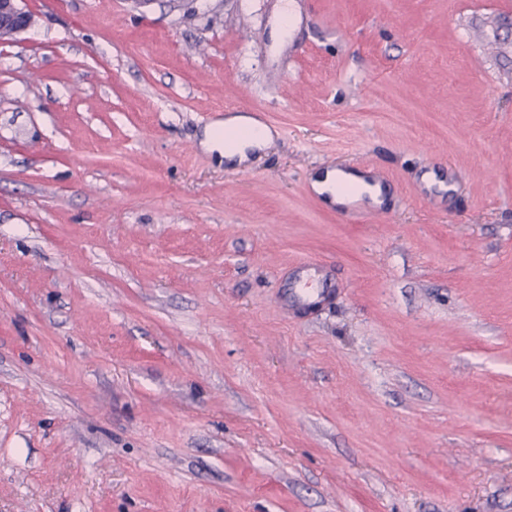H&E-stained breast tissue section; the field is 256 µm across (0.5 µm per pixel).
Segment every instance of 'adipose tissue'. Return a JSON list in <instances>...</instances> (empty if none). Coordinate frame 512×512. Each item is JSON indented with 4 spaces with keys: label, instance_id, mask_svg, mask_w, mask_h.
<instances>
[{
    "label": "adipose tissue",
    "instance_id": "1",
    "mask_svg": "<svg viewBox=\"0 0 512 512\" xmlns=\"http://www.w3.org/2000/svg\"><path fill=\"white\" fill-rule=\"evenodd\" d=\"M223 129H253L257 135L229 148L223 146L218 136ZM273 139L271 129L256 116L245 112H232L211 125L203 144L208 150L219 152L225 161L240 165L248 161L252 151L264 148ZM312 188L326 204L337 208L366 201L374 205L383 202L382 188L371 183L367 173L353 169L336 168L318 174L312 182Z\"/></svg>",
    "mask_w": 512,
    "mask_h": 512
}]
</instances>
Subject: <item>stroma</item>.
<instances>
[{"mask_svg": "<svg viewBox=\"0 0 512 512\" xmlns=\"http://www.w3.org/2000/svg\"><path fill=\"white\" fill-rule=\"evenodd\" d=\"M277 3L0 45V512H512V0H299L283 45ZM229 129H256L258 135L255 138L244 140L234 147L223 146L218 132ZM274 140V134L259 118L247 112H229L223 120L215 121L205 133L203 145L210 151H219L227 162L241 165L249 160V154L262 149ZM369 179L365 172L336 168L318 174L312 181V188L326 204L336 208L363 203L365 198L379 206L383 203V190ZM343 186L352 188L354 193L343 192ZM303 273L302 279L297 288H302L301 292L297 295V300L306 307H313L318 304L319 292L314 288H325L327 284L326 278L322 275L323 268L316 263H305L300 268ZM317 294V299H314V294Z\"/></svg>", "mask_w": 512, "mask_h": 512, "instance_id": "obj_1", "label": "stroma"}]
</instances>
